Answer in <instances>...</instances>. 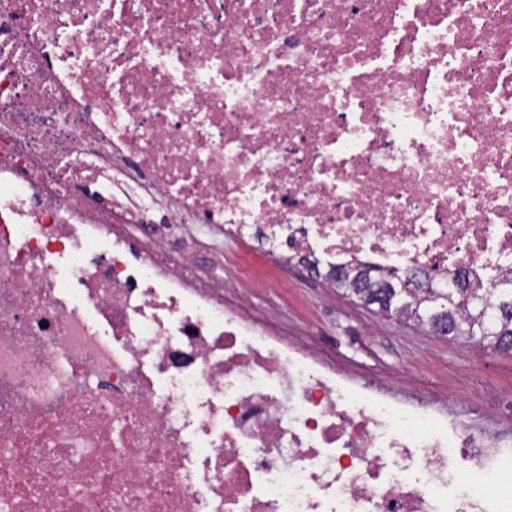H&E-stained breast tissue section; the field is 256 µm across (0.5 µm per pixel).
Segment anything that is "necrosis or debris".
Here are the masks:
<instances>
[{
  "label": "necrosis or debris",
  "mask_w": 512,
  "mask_h": 512,
  "mask_svg": "<svg viewBox=\"0 0 512 512\" xmlns=\"http://www.w3.org/2000/svg\"><path fill=\"white\" fill-rule=\"evenodd\" d=\"M512 271V0H0V512H512V448L224 306Z\"/></svg>",
  "instance_id": "1"
}]
</instances>
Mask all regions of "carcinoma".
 <instances>
[{
  "mask_svg": "<svg viewBox=\"0 0 512 512\" xmlns=\"http://www.w3.org/2000/svg\"><path fill=\"white\" fill-rule=\"evenodd\" d=\"M362 264L338 266L325 278L336 289L366 306H377V313L397 320H413L438 335L476 342L495 351L512 350V277L490 288H437L435 293L387 289L381 274Z\"/></svg>",
  "mask_w": 512,
  "mask_h": 512,
  "instance_id": "carcinoma-1",
  "label": "carcinoma"
}]
</instances>
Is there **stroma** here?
Listing matches in <instances>:
<instances>
[{"instance_id": "35a3bbf8", "label": "stroma", "mask_w": 512, "mask_h": 512, "mask_svg": "<svg viewBox=\"0 0 512 512\" xmlns=\"http://www.w3.org/2000/svg\"><path fill=\"white\" fill-rule=\"evenodd\" d=\"M195 260L228 281L225 304L253 320H274L283 342L309 350L356 381L387 383L393 394L415 393L451 411L459 425L512 437V411L493 405L512 399V354L471 347L417 329L342 295L299 268H284L250 240H222L200 227Z\"/></svg>"}]
</instances>
